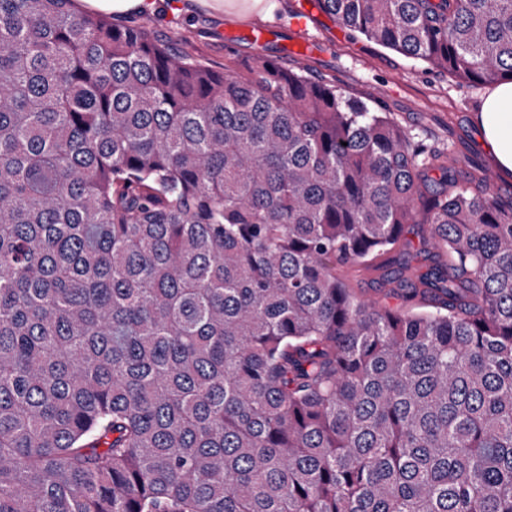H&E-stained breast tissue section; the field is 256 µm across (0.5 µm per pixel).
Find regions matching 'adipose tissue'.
I'll list each match as a JSON object with an SVG mask.
<instances>
[{"label": "adipose tissue", "instance_id": "obj_1", "mask_svg": "<svg viewBox=\"0 0 512 512\" xmlns=\"http://www.w3.org/2000/svg\"><path fill=\"white\" fill-rule=\"evenodd\" d=\"M476 122L495 164L512 173V81L494 85L477 107Z\"/></svg>", "mask_w": 512, "mask_h": 512}]
</instances>
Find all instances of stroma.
Segmentation results:
<instances>
[{
    "instance_id": "35a3bbf8",
    "label": "stroma",
    "mask_w": 512,
    "mask_h": 512,
    "mask_svg": "<svg viewBox=\"0 0 512 512\" xmlns=\"http://www.w3.org/2000/svg\"><path fill=\"white\" fill-rule=\"evenodd\" d=\"M227 13L206 9L138 13L120 18L123 26H139L168 39L181 54L203 59L215 70L247 71L254 56L265 55L287 65L293 55L286 49L292 38L299 9H307L310 48L305 55L316 79L335 78L352 95L377 97L382 110L412 134L437 144L449 155L458 177L474 166L494 171V189L503 201L512 200V174L497 170L475 123V109L486 85L459 82L428 63L355 35L322 12L317 0H263L261 9L245 0H230ZM237 27L267 30L264 43L230 41L228 30Z\"/></svg>"
}]
</instances>
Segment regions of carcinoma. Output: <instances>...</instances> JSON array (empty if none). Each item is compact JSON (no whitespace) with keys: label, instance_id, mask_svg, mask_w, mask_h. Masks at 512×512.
Returning <instances> with one entry per match:
<instances>
[{"label":"carcinoma","instance_id":"cac0c4a2","mask_svg":"<svg viewBox=\"0 0 512 512\" xmlns=\"http://www.w3.org/2000/svg\"><path fill=\"white\" fill-rule=\"evenodd\" d=\"M73 2L0 0V512H512L490 174L306 64L216 71ZM317 2L512 81V0ZM425 230L426 226H422V224H409L404 234V240L409 243L411 273L414 275L423 273L427 269L428 263L424 261L423 255L419 254V251L427 247L424 241L427 234ZM344 275L352 288L362 289L366 296L375 300L380 307L396 310L401 306V301L396 294L383 295L372 290V288H376L374 278L377 277L378 273L362 268H350L344 270Z\"/></svg>","mask_w":512,"mask_h":512}]
</instances>
